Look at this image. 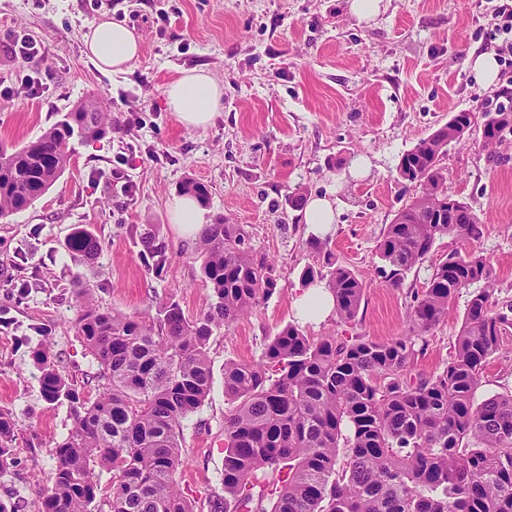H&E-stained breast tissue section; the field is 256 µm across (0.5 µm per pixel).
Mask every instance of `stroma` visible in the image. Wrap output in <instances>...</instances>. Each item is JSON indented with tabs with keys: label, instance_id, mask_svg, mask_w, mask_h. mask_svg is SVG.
<instances>
[{
	"label": "stroma",
	"instance_id": "obj_1",
	"mask_svg": "<svg viewBox=\"0 0 512 512\" xmlns=\"http://www.w3.org/2000/svg\"><path fill=\"white\" fill-rule=\"evenodd\" d=\"M512 0H381L362 19L348 0H0V39L24 32L45 52L50 78L30 97L21 79L32 66L0 50V142L22 145L87 99L102 101L112 131L95 142L73 139L70 166L27 210L0 219V408L14 421L16 462L0 475V499L16 512H42L52 484L54 449L67 436V401L40 394L38 350L51 347L65 374L92 380L97 365L71 318L76 288L90 284L100 306L150 313L173 298L196 314L209 290L202 282L195 237L169 219L168 204L186 181L208 189L205 223L245 225L250 243L275 264V293L210 340L213 385L183 423L186 463L177 475L196 512H210L224 463V363L256 361L287 325L301 274L317 259L306 241L300 194L336 202L330 245L337 260L366 285L357 319L300 323L309 336L357 334L388 341L405 334L408 291L427 267L412 270L401 289L381 283L378 243L394 215L415 195L398 176L402 154L456 112L494 107L512 86ZM127 25L142 51L129 72L106 75L87 57L83 36L102 17ZM497 60L495 85H482L469 54ZM208 70L223 86L222 106L201 128L185 126L166 106L164 90L182 71ZM125 158L124 183L112 179ZM362 176L351 173L359 158ZM448 192L468 203L487 231L470 243L437 240L435 254L476 249L490 258L500 298L512 300V133L496 149L479 133L448 145L441 160ZM130 184L123 192L122 184ZM86 226L102 242L94 264L74 260L67 239ZM156 237L169 261L162 276L139 259L142 239ZM30 280L18 294L16 279ZM468 292L428 335L412 375L429 377L447 364L464 319ZM512 387V335L490 360L478 398Z\"/></svg>",
	"mask_w": 512,
	"mask_h": 512
}]
</instances>
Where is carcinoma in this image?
Here are the masks:
<instances>
[{
    "label": "carcinoma",
    "mask_w": 512,
    "mask_h": 512,
    "mask_svg": "<svg viewBox=\"0 0 512 512\" xmlns=\"http://www.w3.org/2000/svg\"><path fill=\"white\" fill-rule=\"evenodd\" d=\"M483 146L512 132V95L483 112ZM112 131L100 102L78 103L36 139L0 144V217L31 207L70 166L74 133L86 141ZM452 118L404 153L399 177L417 188L378 244L386 287L402 288L437 240L472 242L485 225L448 194L441 159L448 144L470 133ZM72 256L96 258L100 241L77 228ZM308 246L322 259L302 275L327 281L337 322L356 321L363 282L336 262L329 240ZM210 301L195 317L163 301L155 314L100 307L94 288L78 290L76 335L98 365L97 395L85 397L49 351L35 355L42 396L70 403L73 424L55 446L52 485L43 512H194L176 481L183 467V421L210 393V338L259 306L276 290L274 264L251 246L242 224L206 225L198 239ZM139 258L162 276L165 246L143 241ZM496 274L480 251H451L410 293L407 332L390 341L358 335L311 337L284 327L258 361L224 363L222 493L211 512H512V389L476 399L486 366L512 333V301L496 296ZM462 329L443 370L415 378L416 345L448 317L455 296L474 284ZM13 419L0 409V474L14 461ZM112 472L101 487L96 469Z\"/></svg>",
    "instance_id": "carcinoma-1"
}]
</instances>
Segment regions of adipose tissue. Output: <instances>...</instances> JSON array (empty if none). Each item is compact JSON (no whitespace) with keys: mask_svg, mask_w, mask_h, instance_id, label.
<instances>
[{"mask_svg":"<svg viewBox=\"0 0 512 512\" xmlns=\"http://www.w3.org/2000/svg\"><path fill=\"white\" fill-rule=\"evenodd\" d=\"M86 52L105 73L129 69L140 55V40L126 25L104 19L84 36ZM224 90L205 69L184 71L164 91L165 103L189 127L206 126L222 105Z\"/></svg>","mask_w":512,"mask_h":512,"instance_id":"ef3b65f1","label":"adipose tissue"}]
</instances>
